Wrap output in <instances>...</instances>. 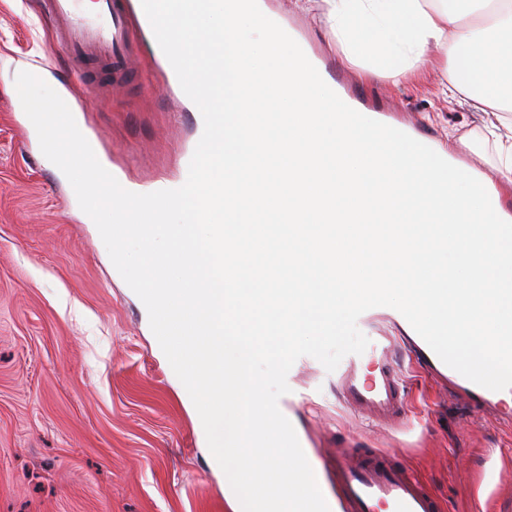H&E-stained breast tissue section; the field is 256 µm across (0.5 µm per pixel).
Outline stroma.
<instances>
[{"label":"stroma","mask_w":512,"mask_h":512,"mask_svg":"<svg viewBox=\"0 0 512 512\" xmlns=\"http://www.w3.org/2000/svg\"><path fill=\"white\" fill-rule=\"evenodd\" d=\"M266 4L300 31L340 93L434 141L457 128L456 164L489 173L475 118L440 94L437 75L398 85L363 75L293 0ZM131 54L124 78L112 80L57 42L46 0H0V512H229L224 473L144 304L15 95L20 71L43 68L55 91L89 103L80 127L99 136L114 174L142 187L177 180L199 147L198 112L168 84L150 33L134 30ZM371 334L358 319L341 336L270 340L271 356L289 348L280 409L325 494L336 495L337 449L377 448L415 472L444 512H512V421L473 410L406 351L395 363L409 392L406 425L345 404L341 373Z\"/></svg>","instance_id":"stroma-1"}]
</instances>
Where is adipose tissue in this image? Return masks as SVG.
Segmentation results:
<instances>
[{
  "instance_id": "obj_1",
  "label": "adipose tissue",
  "mask_w": 512,
  "mask_h": 512,
  "mask_svg": "<svg viewBox=\"0 0 512 512\" xmlns=\"http://www.w3.org/2000/svg\"><path fill=\"white\" fill-rule=\"evenodd\" d=\"M160 0L156 24L208 104H223L221 129L201 146L194 181L164 199L119 198L123 219L167 231L182 271L161 306L198 324L179 361L187 384L212 396V451L224 462L231 512H251L274 490V512L306 494L293 481L291 453L279 467L255 460L275 439L281 365L256 370L262 329L321 337L339 332L378 278L405 314L432 336L493 368L489 338L512 335V220L487 207L469 174L422 155L409 140L379 144L367 118L326 82L299 67L297 51L260 0ZM324 27L344 60L401 82L440 71L453 100L479 118L493 153V178L512 187V0H295ZM217 11V23L200 26ZM224 47L220 82L207 79L214 38ZM264 66H257L255 54ZM385 169L372 166L378 146ZM224 190L223 198L213 188ZM380 210L379 224L354 214ZM222 252H213L214 242ZM232 272L233 290L224 274ZM248 399L265 437L251 438L238 403Z\"/></svg>"
}]
</instances>
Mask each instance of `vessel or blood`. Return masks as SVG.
Listing matches in <instances>:
<instances>
[{"label": "vessel or blood", "mask_w": 512, "mask_h": 512, "mask_svg": "<svg viewBox=\"0 0 512 512\" xmlns=\"http://www.w3.org/2000/svg\"><path fill=\"white\" fill-rule=\"evenodd\" d=\"M59 26L61 40L73 58L111 63L114 78H122L130 60V14L127 0H96L99 22L75 18L71 0H48ZM157 54L167 63V80L183 95L192 97L197 86L187 75L173 49L172 38L156 43ZM497 369L480 370L457 360L453 351L434 348L435 363L448 371L477 406L497 404L512 393V340H494ZM395 348L389 336L373 337L367 357H352L341 377L340 391L354 411L391 422L405 424L406 397L396 377ZM284 447L293 451L294 461L308 483L307 499L321 502L322 491L310 472L304 453L297 448L298 437L287 422L277 430ZM333 469L339 481L347 512H373L378 503H387L392 512H438L439 505L424 483L412 472L396 464L393 457L376 448H346L337 452Z\"/></svg>", "instance_id": "1"}]
</instances>
